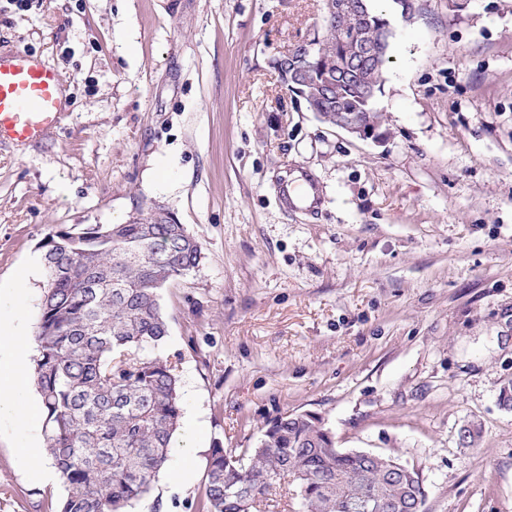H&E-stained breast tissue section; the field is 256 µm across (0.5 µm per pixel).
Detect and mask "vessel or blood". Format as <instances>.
Returning <instances> with one entry per match:
<instances>
[{"instance_id":"1","label":"vessel or blood","mask_w":512,"mask_h":512,"mask_svg":"<svg viewBox=\"0 0 512 512\" xmlns=\"http://www.w3.org/2000/svg\"><path fill=\"white\" fill-rule=\"evenodd\" d=\"M64 78L30 53L0 52V142H37L57 126Z\"/></svg>"}]
</instances>
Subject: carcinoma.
I'll use <instances>...</instances> for the list:
<instances>
[{"mask_svg":"<svg viewBox=\"0 0 512 512\" xmlns=\"http://www.w3.org/2000/svg\"><path fill=\"white\" fill-rule=\"evenodd\" d=\"M360 21L380 55L360 77H336V62L356 55L341 22L314 34L318 54L303 77L310 111L330 126L360 113L380 124L375 99L389 45L387 16L366 0ZM48 280L35 336L34 381L44 409L48 450L67 489L61 512H131L165 467L179 426L178 379L170 363L140 351L168 334L161 291L198 267L201 245L163 206L136 209L129 224L61 228L41 243ZM248 457L211 450L198 512H266L268 496L291 488L299 512H349L373 497L380 512L423 494L418 473L397 476L391 457L374 461L340 450L311 413L276 419Z\"/></svg>","mask_w":512,"mask_h":512,"instance_id":"cac0c4a2","label":"carcinoma"}]
</instances>
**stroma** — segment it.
<instances>
[{"label":"stroma","instance_id":"35a3bbf8","mask_svg":"<svg viewBox=\"0 0 512 512\" xmlns=\"http://www.w3.org/2000/svg\"><path fill=\"white\" fill-rule=\"evenodd\" d=\"M378 7L393 37L376 142L319 122L268 65L323 0H0V51L40 55L69 91L45 140L0 143V289L34 267L26 333L58 229L160 203L201 245L162 292L154 353L183 415L134 512H194L210 448L243 454L287 412L416 470L424 512H512V0ZM296 170L314 212L279 199ZM64 495L29 480L0 419V512Z\"/></svg>","mask_w":512,"mask_h":512}]
</instances>
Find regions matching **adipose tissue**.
I'll return each instance as SVG.
<instances>
[{
  "mask_svg": "<svg viewBox=\"0 0 512 512\" xmlns=\"http://www.w3.org/2000/svg\"><path fill=\"white\" fill-rule=\"evenodd\" d=\"M28 315V285L18 281L8 290H0V418L8 419L16 429L23 460L31 477L38 482L56 481L58 472L47 466L38 442L27 433L33 407L28 394L24 364L33 345L21 328Z\"/></svg>",
  "mask_w": 512,
  "mask_h": 512,
  "instance_id": "obj_1",
  "label": "adipose tissue"
}]
</instances>
